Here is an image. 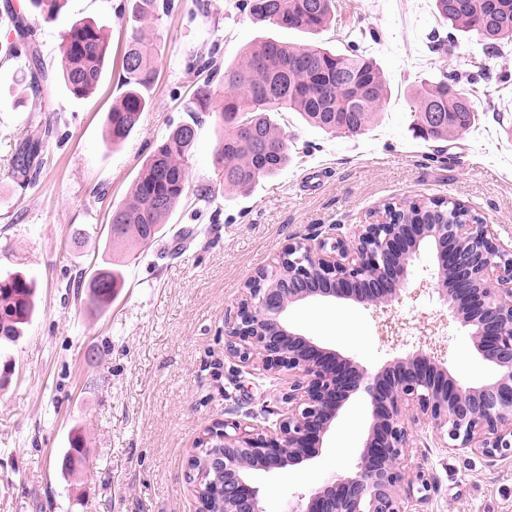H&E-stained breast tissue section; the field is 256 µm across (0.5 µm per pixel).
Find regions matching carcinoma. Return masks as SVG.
<instances>
[{
    "label": "carcinoma",
    "mask_w": 512,
    "mask_h": 512,
    "mask_svg": "<svg viewBox=\"0 0 512 512\" xmlns=\"http://www.w3.org/2000/svg\"><path fill=\"white\" fill-rule=\"evenodd\" d=\"M43 20L54 19L65 0H28ZM169 0H135L128 46L122 60L121 96L105 122V138L118 145L138 127L148 108L146 93L156 77L158 41L145 31L144 22L158 26L168 12ZM439 15L451 28L473 31V20L485 21L480 35L497 53L512 43V0H435ZM241 8L264 27L315 33L336 21V0H242ZM15 38L0 45L6 58L25 56L27 70L21 82L41 95L35 29L17 13L11 14ZM109 42L103 27L76 21L62 35L61 79L76 99L90 96L101 81ZM462 73L442 71L420 85L410 104L420 136L450 141L475 123L477 110L457 89ZM387 95L386 80L376 62L355 50L339 53L319 44H285L273 38L250 43L242 60L224 67L222 86L207 79L194 91V105L214 119L218 138L214 151V185L196 190L209 202L213 186L247 190L262 178L276 175L290 160L288 137L272 122L271 113L296 112L309 124L330 134L356 137L375 120ZM196 140L193 123L171 129L142 164L128 198L112 212L109 240L114 246H150L164 236L170 214L182 201L189 184V157ZM43 140L26 139L14 160V174L23 184L37 178ZM123 264L107 262L76 288L85 289L84 301L98 310L112 305L124 287ZM37 284L21 272L0 277V345L14 344L31 324L36 311ZM87 440L71 437L62 468L69 475L81 469Z\"/></svg>",
    "instance_id": "1"
}]
</instances>
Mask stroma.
<instances>
[{
  "label": "stroma",
  "instance_id": "stroma-1",
  "mask_svg": "<svg viewBox=\"0 0 512 512\" xmlns=\"http://www.w3.org/2000/svg\"><path fill=\"white\" fill-rule=\"evenodd\" d=\"M240 3L174 0L162 19L149 107L117 146L106 141L104 123L120 93L131 34L120 17L130 0H66L50 23L27 15L47 76L40 104L17 82L26 58L0 60V273L21 271L38 285L32 322L5 351L11 373L0 388V512H196L186 481L196 440L226 419L272 424L288 389L287 378L225 354L224 324L244 282L289 242L346 235L386 202L439 196L473 207L501 240L512 239V44L493 53L475 35L450 32L435 0H336V23L317 39L341 52L357 47L377 62L388 82L378 120L351 138L308 126L294 112L275 113L291 156L280 173L246 191H219L207 206L187 195L166 236L128 260L126 284L109 308L95 311L77 299L69 281L108 260L112 210L172 126L198 123L190 186L213 178L218 133L206 113L191 111L202 77L188 65L202 54L220 67L238 62L263 36ZM78 20L104 26L110 39L104 78L81 100L60 71L61 34ZM460 60L481 66L459 82L476 122L457 139L424 140L412 128V95ZM47 122L54 133L43 142L36 183L19 186L17 149ZM194 227L201 230L194 244L173 254V233ZM435 266L433 247H421L407 294L392 308L312 300L291 306L288 322L371 371L404 355L423 323L435 324L451 374L487 383L493 366L429 285ZM389 322L401 327L400 346L383 340ZM369 426L366 395H352L318 457L258 475L266 512H289L301 494L354 469ZM76 431L88 440L86 465L65 476L60 460ZM412 434L408 464L433 484L423 512H512V456L451 450L424 428Z\"/></svg>",
  "mask_w": 512,
  "mask_h": 512
}]
</instances>
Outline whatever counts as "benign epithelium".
I'll use <instances>...</instances> for the list:
<instances>
[{
    "label": "benign epithelium",
    "mask_w": 512,
    "mask_h": 512,
    "mask_svg": "<svg viewBox=\"0 0 512 512\" xmlns=\"http://www.w3.org/2000/svg\"><path fill=\"white\" fill-rule=\"evenodd\" d=\"M387 203L350 236L303 238L286 244L269 267L292 269L280 288H244L225 323L224 352L245 367L288 376L287 408L275 427L218 422L197 440L220 452L187 470L194 494L211 491L224 512H266L258 471L275 472L315 458L349 395L370 398L371 425L355 469L300 496L292 512H411L432 489L425 473L407 469L410 426L431 428L448 448L487 458L512 456V245L470 219L410 224ZM435 248L437 288L450 315L471 330L484 360L497 370L485 384L455 379L424 339L371 372L295 332L286 322L299 301L338 298L363 305L402 300L408 268L420 247Z\"/></svg>",
    "instance_id": "7a95c632"
}]
</instances>
